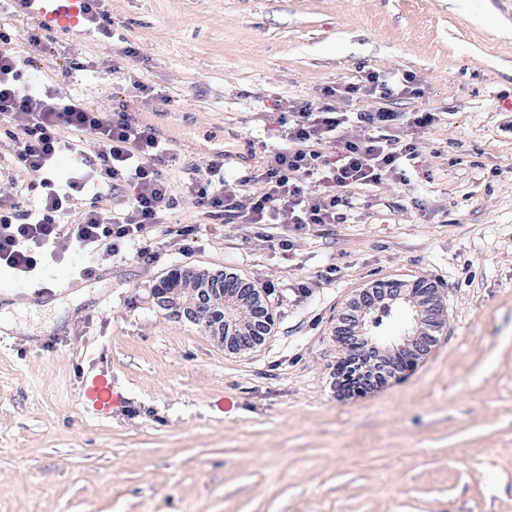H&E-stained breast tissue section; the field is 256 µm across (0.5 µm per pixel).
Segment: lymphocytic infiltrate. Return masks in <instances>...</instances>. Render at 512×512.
<instances>
[{"instance_id":"f902f5d3","label":"lymphocytic infiltrate","mask_w":512,"mask_h":512,"mask_svg":"<svg viewBox=\"0 0 512 512\" xmlns=\"http://www.w3.org/2000/svg\"><path fill=\"white\" fill-rule=\"evenodd\" d=\"M11 43L0 29V116L27 118L19 130H7L6 135L15 142L16 159L28 179L15 185L8 200H0V263L26 273L52 248L92 251L103 246L116 254L128 246L135 261L153 264L165 244L163 226L177 206L163 173L170 147L156 140L152 123L129 125L123 112L128 97L150 107L165 100V92L126 78L120 60L134 56L136 49L125 46L119 60L105 68L119 95L116 107L105 113L60 89L40 88L38 60L50 51L41 37L31 35L29 54L23 58ZM423 94L420 79L409 72L397 76L372 70L354 82L323 86L316 99L292 103L280 113L282 142L264 149L261 165L248 179V191L227 189L220 155L211 156L206 167L189 168L182 190L209 218L227 224H283L303 231L342 223L351 191L390 178L407 181L406 167L418 156L415 136L439 117L382 106L350 116L337 111L336 101ZM68 133L83 138L85 145L77 150L79 166L61 184L53 170L69 146L64 139ZM329 144L339 153V165L324 159ZM310 181L323 184V192L307 194ZM124 185L134 193L112 212L92 207L73 213V196Z\"/></svg>"}]
</instances>
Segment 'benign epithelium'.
Listing matches in <instances>:
<instances>
[{"label": "benign epithelium", "mask_w": 512, "mask_h": 512, "mask_svg": "<svg viewBox=\"0 0 512 512\" xmlns=\"http://www.w3.org/2000/svg\"><path fill=\"white\" fill-rule=\"evenodd\" d=\"M154 299L169 316L201 326L218 347L230 353L260 346L273 323L257 289L247 287L242 280L226 281L220 273L194 267L171 270L154 289ZM399 307L410 313V320L401 343L390 349V363L397 367L420 358L428 353L445 323L438 289L421 280L383 282L362 290L340 318L336 339L343 343L360 341L367 347L372 339L370 326ZM374 356L375 348L368 347L359 359L341 364L347 386L363 383L358 362L367 364Z\"/></svg>", "instance_id": "benign-epithelium-1"}]
</instances>
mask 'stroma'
Segmentation results:
<instances>
[{
    "label": "stroma",
    "mask_w": 512,
    "mask_h": 512,
    "mask_svg": "<svg viewBox=\"0 0 512 512\" xmlns=\"http://www.w3.org/2000/svg\"><path fill=\"white\" fill-rule=\"evenodd\" d=\"M112 38L54 34L39 81L110 60L170 95L227 149L275 145L273 115L359 69L411 72L442 113L409 183L353 192L341 224H217L191 200L190 251L146 266L71 250L0 290L108 279L0 304V512H512V0H106ZM291 247H282V240ZM181 265L271 282L275 323L233 354L167 317L152 287ZM335 268L332 283L320 274ZM308 280L311 293L294 286ZM438 288L430 353L363 392L332 330L386 280Z\"/></svg>",
    "instance_id": "1"
}]
</instances>
